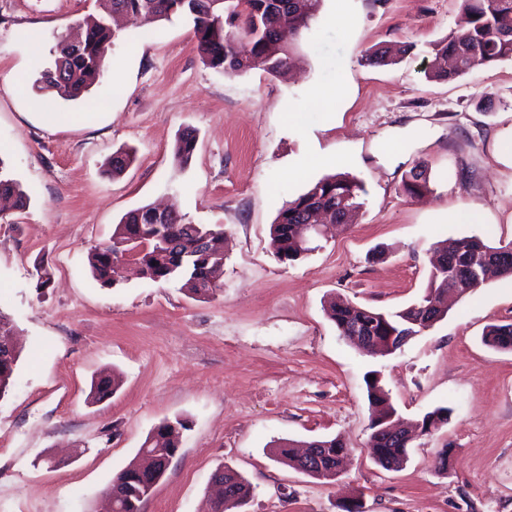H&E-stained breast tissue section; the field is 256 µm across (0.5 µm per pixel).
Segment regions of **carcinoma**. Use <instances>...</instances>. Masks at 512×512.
Segmentation results:
<instances>
[{
  "label": "carcinoma",
  "instance_id": "1",
  "mask_svg": "<svg viewBox=\"0 0 512 512\" xmlns=\"http://www.w3.org/2000/svg\"><path fill=\"white\" fill-rule=\"evenodd\" d=\"M101 12L83 24L79 43L70 46L61 39L51 66L40 73L39 88L55 92L67 100H76L94 85L105 70L108 48L119 39V20L139 17L146 24L189 16L194 22V37L205 65L228 75L253 68L278 76L290 65L296 42L311 29L322 0H96ZM462 9L456 29L434 48L427 76L435 80H452L477 66L512 60V0H461ZM410 50L401 44L396 49H372L366 61L388 65L398 55ZM196 148V132L186 129L174 145V158L187 166ZM404 194L422 198L429 192L427 170L413 167L402 180ZM363 186L346 173L327 175L313 183L304 193L289 201L271 224V243L278 258L296 261L311 250L302 233L314 212L331 213L342 224L357 223L362 203L358 201ZM0 198L12 202L17 211L27 208L29 198L21 184L0 176ZM156 209L144 205L125 214L115 225L109 243L94 247L88 263L96 281L104 287L114 285L128 251L142 248L139 262L143 276L154 282H180L198 297H212L221 290L219 277L224 265V225L187 224L172 212L165 225L154 224ZM447 267L430 271L428 286L419 301L395 312L383 313L355 305L347 300L330 299L324 310L336 325L339 335L356 324L370 325L372 356L390 353L386 336L391 332L414 337L433 326L448 312V290L461 296L480 287L490 277H512V243L494 247L478 236L450 238L436 249ZM11 321L0 313V400L14 384L21 351L16 349ZM482 342L497 350L512 351V323L493 324L486 328ZM120 385L119 377L100 376L92 380L89 398L95 402L111 397ZM368 400L375 414L369 447L375 462L388 470L401 466L407 450L387 438L383 427L394 422L396 410L389 393L380 381L366 380ZM182 419L166 420L152 430L126 468L113 478L121 484L124 496L121 512H141L152 492L161 460L152 456L156 449L163 457L173 455L179 447ZM306 441H281L273 453L283 464L298 467L300 449ZM325 452L322 468L310 477L332 481L336 477L335 457L345 451L340 439L318 441ZM224 484L233 490L232 501H212L211 512H234L250 498L249 483L229 467L222 468Z\"/></svg>",
  "mask_w": 512,
  "mask_h": 512
}]
</instances>
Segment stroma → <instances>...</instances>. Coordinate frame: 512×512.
I'll list each match as a JSON object with an SVG mask.
<instances>
[{
    "label": "stroma",
    "mask_w": 512,
    "mask_h": 512,
    "mask_svg": "<svg viewBox=\"0 0 512 512\" xmlns=\"http://www.w3.org/2000/svg\"><path fill=\"white\" fill-rule=\"evenodd\" d=\"M460 5L323 0L291 80L207 67L189 19L134 25L89 92L67 101L36 80L94 0H0L1 170L30 197L0 216V312L23 347L0 400V512H94L147 434L175 418L187 428L142 512H207L211 475L225 466L251 486L244 512H343L353 501L363 512H512V351L482 342L487 325L512 323V278L457 299L376 359L324 311L333 296L380 312L408 307L445 239L512 242V61L451 82L425 76ZM396 42L413 49L394 64L366 62ZM340 76L342 95L316 110L313 88ZM45 112L65 113L66 124L45 125ZM187 127L198 142L179 169L173 148ZM120 150L133 161L114 177ZM418 164L430 188L420 200L401 190ZM337 172L364 185L358 222L280 261L270 236L279 210ZM166 202L186 223L224 225L221 293L198 298L132 274L97 284L90 249L130 210ZM463 208L475 218L452 222ZM104 370L121 386L90 402ZM371 371L405 420L450 410L396 470L368 448ZM334 436L349 461L331 484L271 453L283 439Z\"/></svg>",
    "instance_id": "obj_1"
}]
</instances>
